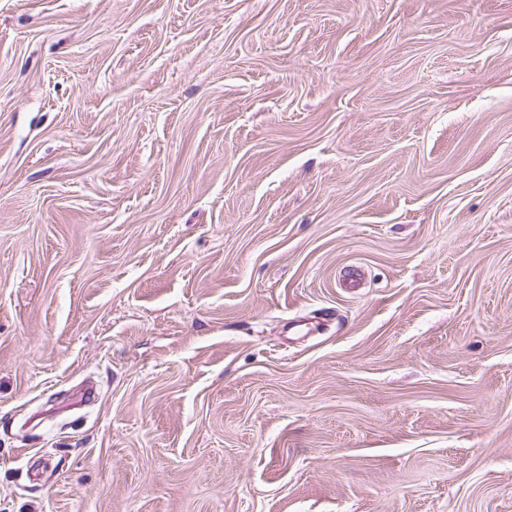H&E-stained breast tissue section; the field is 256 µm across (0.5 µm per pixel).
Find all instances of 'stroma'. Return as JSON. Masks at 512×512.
I'll return each instance as SVG.
<instances>
[{
  "label": "stroma",
  "instance_id": "stroma-1",
  "mask_svg": "<svg viewBox=\"0 0 512 512\" xmlns=\"http://www.w3.org/2000/svg\"><path fill=\"white\" fill-rule=\"evenodd\" d=\"M0 512H512V0H0Z\"/></svg>",
  "mask_w": 512,
  "mask_h": 512
}]
</instances>
